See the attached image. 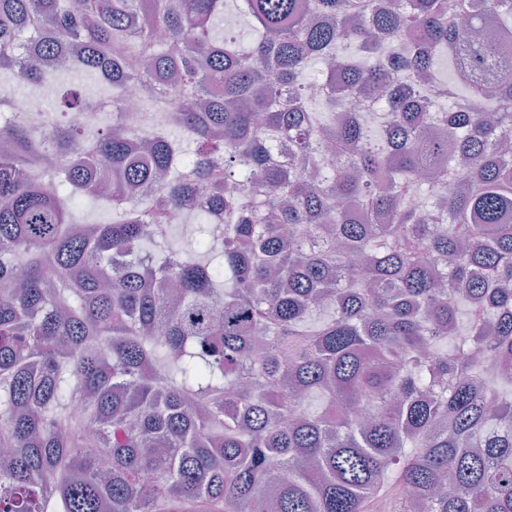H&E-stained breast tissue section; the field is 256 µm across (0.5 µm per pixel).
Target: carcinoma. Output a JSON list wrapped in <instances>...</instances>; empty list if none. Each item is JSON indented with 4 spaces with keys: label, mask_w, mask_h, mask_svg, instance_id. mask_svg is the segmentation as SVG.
<instances>
[{
    "label": "carcinoma",
    "mask_w": 512,
    "mask_h": 512,
    "mask_svg": "<svg viewBox=\"0 0 512 512\" xmlns=\"http://www.w3.org/2000/svg\"><path fill=\"white\" fill-rule=\"evenodd\" d=\"M240 2L0 0V512H512V0ZM227 1L228 7L226 21L235 27L236 31L242 36L244 41L251 40L254 37V32L250 26L249 19L241 12V2H235L236 0ZM74 88L81 89L90 99H99L107 94L106 87L96 76L86 75L78 69L58 73L53 79L33 92L27 84L21 82L14 83L10 89L24 92L11 93L13 106L17 112H28L31 110L33 102L48 109V112H53L57 108L60 97ZM30 93H32L31 98L28 96ZM48 112H44L38 120L42 125H45V116L50 114ZM75 215L79 221L107 223L112 218V211L108 205L85 201Z\"/></svg>",
    "instance_id": "carcinoma-1"
}]
</instances>
